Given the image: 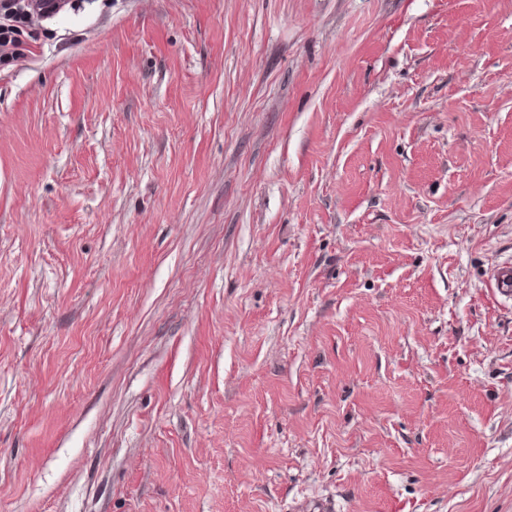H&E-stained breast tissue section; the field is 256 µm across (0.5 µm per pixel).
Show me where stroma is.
Returning a JSON list of instances; mask_svg holds the SVG:
<instances>
[{
    "label": "stroma",
    "instance_id": "1",
    "mask_svg": "<svg viewBox=\"0 0 512 512\" xmlns=\"http://www.w3.org/2000/svg\"><path fill=\"white\" fill-rule=\"evenodd\" d=\"M512 0H64L0 62V512H512Z\"/></svg>",
    "mask_w": 512,
    "mask_h": 512
}]
</instances>
